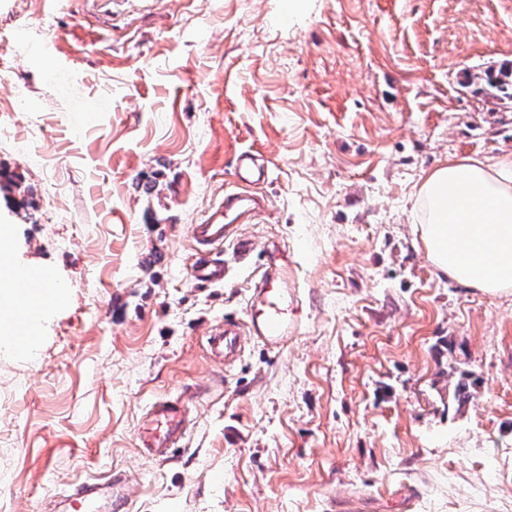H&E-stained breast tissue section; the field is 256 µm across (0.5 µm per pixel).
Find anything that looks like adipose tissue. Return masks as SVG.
Masks as SVG:
<instances>
[{
    "label": "adipose tissue",
    "instance_id": "ef3b65f1",
    "mask_svg": "<svg viewBox=\"0 0 512 512\" xmlns=\"http://www.w3.org/2000/svg\"><path fill=\"white\" fill-rule=\"evenodd\" d=\"M419 237L435 268L487 293L512 292V155L449 160L420 185Z\"/></svg>",
    "mask_w": 512,
    "mask_h": 512
}]
</instances>
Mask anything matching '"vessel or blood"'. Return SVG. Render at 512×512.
I'll return each mask as SVG.
<instances>
[{
	"label": "vessel or blood",
	"instance_id": "vessel-or-blood-1",
	"mask_svg": "<svg viewBox=\"0 0 512 512\" xmlns=\"http://www.w3.org/2000/svg\"><path fill=\"white\" fill-rule=\"evenodd\" d=\"M267 166L259 164L247 150L235 157L234 177L237 189L225 192L223 199L203 217L190 225V236L196 244L197 257L190 273L195 282L218 285L224 281V244H231L239 261L253 257L255 246L247 237L235 236L238 225L251 223L260 201L253 186L264 183ZM294 267L282 260L276 251H268L247 299L248 321L225 320L222 328L208 338L212 356L218 360H234L251 339L274 351L283 348L296 332L301 299L291 287ZM190 399L159 401L153 404L139 428V439L145 450L158 457L171 454L188 431L187 414ZM122 476L105 481L82 482L61 492L55 512H121L126 501L121 493Z\"/></svg>",
	"mask_w": 512,
	"mask_h": 512
}]
</instances>
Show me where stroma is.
<instances>
[{
	"instance_id": "1",
	"label": "stroma",
	"mask_w": 512,
	"mask_h": 512,
	"mask_svg": "<svg viewBox=\"0 0 512 512\" xmlns=\"http://www.w3.org/2000/svg\"><path fill=\"white\" fill-rule=\"evenodd\" d=\"M512 0H0V225L61 288L33 351L0 335V512L130 476L126 512H512V294L439 273L423 180L512 152ZM269 165L243 225L285 246L288 344L215 361L260 253L192 281L190 225ZM471 386L464 402L454 393ZM195 424L144 457L147 406Z\"/></svg>"
}]
</instances>
